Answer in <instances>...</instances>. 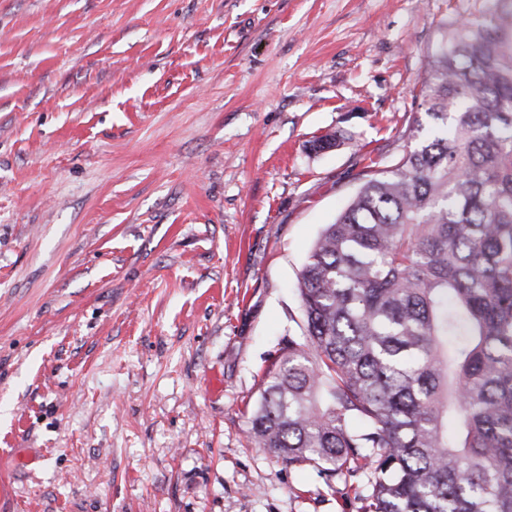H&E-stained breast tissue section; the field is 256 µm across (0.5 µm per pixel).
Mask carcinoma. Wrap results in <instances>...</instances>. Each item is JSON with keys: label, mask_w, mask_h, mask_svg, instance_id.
<instances>
[{"label": "carcinoma", "mask_w": 512, "mask_h": 512, "mask_svg": "<svg viewBox=\"0 0 512 512\" xmlns=\"http://www.w3.org/2000/svg\"><path fill=\"white\" fill-rule=\"evenodd\" d=\"M421 95L434 133L369 159L310 250L250 433L365 476L363 512H512V38L456 17Z\"/></svg>", "instance_id": "cac0c4a2"}]
</instances>
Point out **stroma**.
Segmentation results:
<instances>
[{"mask_svg": "<svg viewBox=\"0 0 512 512\" xmlns=\"http://www.w3.org/2000/svg\"><path fill=\"white\" fill-rule=\"evenodd\" d=\"M496 0H0V512H363L248 434L297 274ZM338 135V147L311 142Z\"/></svg>", "mask_w": 512, "mask_h": 512, "instance_id": "1", "label": "stroma"}]
</instances>
